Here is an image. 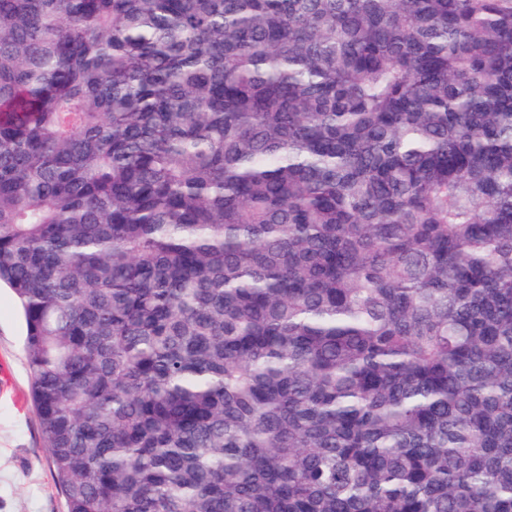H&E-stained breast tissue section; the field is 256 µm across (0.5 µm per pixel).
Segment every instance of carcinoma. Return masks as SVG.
Wrapping results in <instances>:
<instances>
[{
  "instance_id": "obj_1",
  "label": "carcinoma",
  "mask_w": 512,
  "mask_h": 512,
  "mask_svg": "<svg viewBox=\"0 0 512 512\" xmlns=\"http://www.w3.org/2000/svg\"><path fill=\"white\" fill-rule=\"evenodd\" d=\"M67 512H512V0H0V284Z\"/></svg>"
}]
</instances>
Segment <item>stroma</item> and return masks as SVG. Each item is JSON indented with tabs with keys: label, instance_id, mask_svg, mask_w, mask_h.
<instances>
[{
	"label": "stroma",
	"instance_id": "35a3bbf8",
	"mask_svg": "<svg viewBox=\"0 0 512 512\" xmlns=\"http://www.w3.org/2000/svg\"><path fill=\"white\" fill-rule=\"evenodd\" d=\"M25 325L0 288V512H67L31 398Z\"/></svg>",
	"mask_w": 512,
	"mask_h": 512
}]
</instances>
